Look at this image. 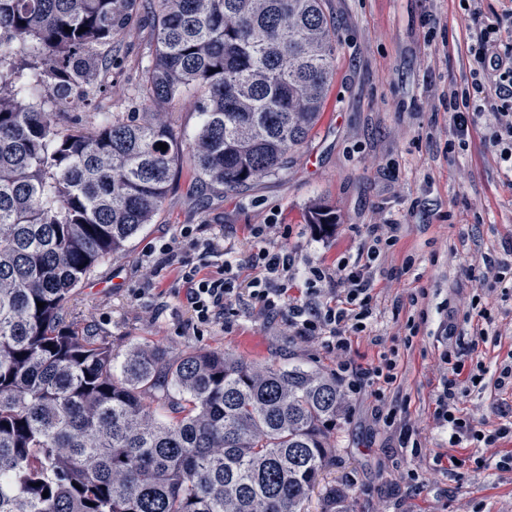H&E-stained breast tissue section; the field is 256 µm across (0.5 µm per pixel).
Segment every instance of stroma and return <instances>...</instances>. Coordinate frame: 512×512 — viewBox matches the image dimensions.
<instances>
[{
  "label": "stroma",
  "instance_id": "1",
  "mask_svg": "<svg viewBox=\"0 0 512 512\" xmlns=\"http://www.w3.org/2000/svg\"><path fill=\"white\" fill-rule=\"evenodd\" d=\"M336 21L338 52L325 110L286 171L245 191L201 189L183 158L152 224L118 257L99 264L69 302V318L114 341L134 340L179 354L198 347L224 350L258 363L300 361L328 373L336 355L291 336L285 316L259 314L237 303L230 329L194 335L185 301L169 296L178 277L164 269L149 289L146 250L192 228L238 260L241 282L254 275L246 261L252 224H280L277 247L299 262L336 267L367 251L372 224L398 226L394 246L374 264V313L351 338L352 363H397L396 383L375 399L367 384L336 423V461L322 485L350 487L353 512H512V469L476 465L480 449L451 446L433 426L439 356L456 347L466 367L484 363L479 385L464 384L459 407L493 429L512 415V388H498L512 366V173L499 160L484 121L458 137L446 109L450 89L471 82L474 26L460 0H324ZM154 51L150 11L140 7L112 45L111 111H131L129 91ZM335 209L324 230L308 221L312 204ZM489 318L488 338L469 351L473 327ZM418 319L410 333L409 319ZM395 412L377 426V404ZM410 432L421 451L400 447ZM461 458L455 475L435 469L437 455ZM425 481H416L418 473Z\"/></svg>",
  "mask_w": 512,
  "mask_h": 512
}]
</instances>
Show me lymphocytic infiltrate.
<instances>
[{
    "mask_svg": "<svg viewBox=\"0 0 512 512\" xmlns=\"http://www.w3.org/2000/svg\"><path fill=\"white\" fill-rule=\"evenodd\" d=\"M480 0H466L469 17L476 24L472 48L473 68L469 89L452 92L448 109L458 135H466L477 118L490 120V141L502 163L512 171V46H501L499 33L512 26V10L503 14H483ZM397 227L375 224L370 228L372 245L362 262L342 261L336 270L310 265L298 268L295 258L285 248L268 247V240L280 234L277 224H255L250 228L258 248L248 257L255 274L247 283H240L238 268L231 261L215 263L213 270L189 263L187 251L201 256L215 254L213 240L194 238L191 232L170 239L159 247L158 265H175L179 278L170 288L173 298H184L192 312L189 323L201 335L215 326H229L234 306L241 295H248L253 307L266 316L285 315L293 335L305 342H318L334 351L338 361L336 377L345 386L350 398L360 397L364 378L383 383L395 379V361L378 366L352 365L347 353L352 335L364 332L373 314L375 281L370 273L382 248L393 246ZM303 279L306 291L296 298L288 293V284ZM440 379L435 399L434 420L449 427L458 442L487 448L512 437V427L500 425L493 432L481 434L475 422L460 415L459 394L463 382L479 383L481 374L466 372L465 364L454 350L439 357Z\"/></svg>",
    "mask_w": 512,
    "mask_h": 512,
    "instance_id": "1",
    "label": "lymphocytic infiltrate"
}]
</instances>
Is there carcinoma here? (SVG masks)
I'll list each match as a JSON object with an SVG mask.
<instances>
[{"mask_svg": "<svg viewBox=\"0 0 512 512\" xmlns=\"http://www.w3.org/2000/svg\"><path fill=\"white\" fill-rule=\"evenodd\" d=\"M151 2L140 111L111 114L103 49L139 0H0V512H302L336 459V375L67 320L168 193L186 134L158 112L195 93L196 179L240 192L288 169L335 73L323 0ZM71 98L98 122L77 128ZM349 507L325 489L323 512Z\"/></svg>", "mask_w": 512, "mask_h": 512, "instance_id": "1", "label": "carcinoma"}]
</instances>
